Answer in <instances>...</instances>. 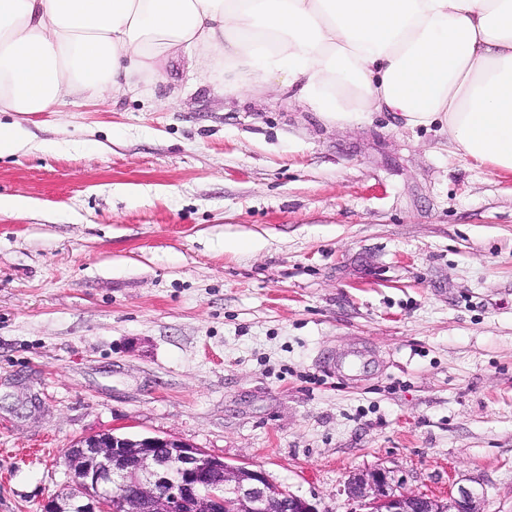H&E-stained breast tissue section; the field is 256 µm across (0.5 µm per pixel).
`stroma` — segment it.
<instances>
[{
  "label": "stroma",
  "instance_id": "obj_1",
  "mask_svg": "<svg viewBox=\"0 0 512 512\" xmlns=\"http://www.w3.org/2000/svg\"><path fill=\"white\" fill-rule=\"evenodd\" d=\"M23 126L0 158V195L32 203L0 212V512H45L101 431L318 512L372 468L512 512V174L392 112L225 91L185 53ZM362 348L356 377L323 364Z\"/></svg>",
  "mask_w": 512,
  "mask_h": 512
}]
</instances>
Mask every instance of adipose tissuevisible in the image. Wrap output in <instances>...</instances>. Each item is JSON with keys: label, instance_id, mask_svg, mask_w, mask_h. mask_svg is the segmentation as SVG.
Instances as JSON below:
<instances>
[{"label": "adipose tissue", "instance_id": "obj_1", "mask_svg": "<svg viewBox=\"0 0 512 512\" xmlns=\"http://www.w3.org/2000/svg\"><path fill=\"white\" fill-rule=\"evenodd\" d=\"M185 48L233 92L394 112L512 173V0H0V112L125 92Z\"/></svg>", "mask_w": 512, "mask_h": 512}]
</instances>
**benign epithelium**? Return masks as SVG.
<instances>
[{
  "mask_svg": "<svg viewBox=\"0 0 512 512\" xmlns=\"http://www.w3.org/2000/svg\"><path fill=\"white\" fill-rule=\"evenodd\" d=\"M74 492L46 512H317L275 486L261 470L230 466L179 440L105 432L66 451ZM350 512H485L484 492L461 486L444 501L398 490L391 471L355 474L346 484Z\"/></svg>",
  "mask_w": 512,
  "mask_h": 512,
  "instance_id": "1",
  "label": "benign epithelium"
}]
</instances>
